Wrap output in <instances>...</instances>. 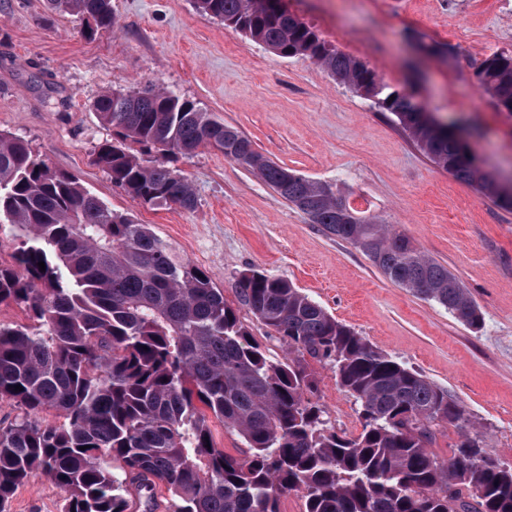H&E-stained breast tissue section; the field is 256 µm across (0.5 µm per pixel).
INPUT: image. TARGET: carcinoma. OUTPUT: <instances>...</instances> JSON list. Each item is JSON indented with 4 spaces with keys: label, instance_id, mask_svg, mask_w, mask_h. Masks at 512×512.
<instances>
[{
    "label": "carcinoma",
    "instance_id": "cac0c4a2",
    "mask_svg": "<svg viewBox=\"0 0 512 512\" xmlns=\"http://www.w3.org/2000/svg\"><path fill=\"white\" fill-rule=\"evenodd\" d=\"M47 2L81 17L89 37L116 25L112 0ZM193 5L277 55L306 57L364 90L434 164L512 211L507 182L434 125L412 93L387 91L373 69L278 0ZM476 75L496 108L512 113V51L491 54ZM93 110L112 128L93 163L139 205L197 206L188 179L147 159L153 153L211 147L236 162L247 157V169L311 223L362 251L390 282L468 328L482 327L481 308L448 267L332 188L271 161L213 113L152 86L109 89ZM0 223L19 240L12 263L0 262V304L29 319L0 323V404L23 410L0 428V512L38 475L63 492V512H154L161 485L173 512H280L281 497L292 492L301 494L302 512H512V466L471 437L460 403L294 284L254 269L236 282L240 306L285 348L279 359L205 270L175 259L148 225L3 133ZM308 356L330 364L354 398L358 435L336 431L309 399L317 382ZM53 411L62 424L44 420ZM213 419L241 436L243 456L216 445ZM449 425L458 440L441 461L429 448Z\"/></svg>",
    "mask_w": 512,
    "mask_h": 512
}]
</instances>
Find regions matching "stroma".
<instances>
[{
	"label": "stroma",
	"instance_id": "stroma-1",
	"mask_svg": "<svg viewBox=\"0 0 512 512\" xmlns=\"http://www.w3.org/2000/svg\"><path fill=\"white\" fill-rule=\"evenodd\" d=\"M319 36L374 69L425 111L466 123L478 160L512 176V116L498 111L478 64L512 51V0H284ZM112 32L87 38L80 17L46 0H0V132L27 140L112 210L134 215L208 272L236 305V279L257 269L286 279L374 347L447 389L487 453L512 465V212L430 161L373 102L310 59L282 57L198 13L192 0H112ZM451 55L419 58L415 42ZM151 83L248 136L272 161L331 185L398 225L469 290L484 322L391 283L360 250L319 225L253 172L214 149L178 158L195 210L133 201L92 162L112 130L92 109L106 89ZM312 399L329 424L361 432L331 366L310 360ZM46 478L19 487L7 512H62Z\"/></svg>",
	"mask_w": 512,
	"mask_h": 512
}]
</instances>
